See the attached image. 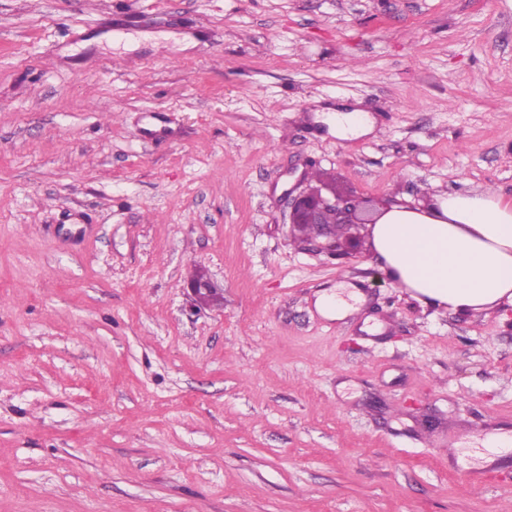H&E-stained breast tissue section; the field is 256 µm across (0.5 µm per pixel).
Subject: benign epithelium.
Instances as JSON below:
<instances>
[{"label": "benign epithelium", "instance_id": "7a95c632", "mask_svg": "<svg viewBox=\"0 0 512 512\" xmlns=\"http://www.w3.org/2000/svg\"><path fill=\"white\" fill-rule=\"evenodd\" d=\"M301 181L305 188L290 199L288 215L292 231H299L308 226L314 232L304 238L303 249L316 255L325 254L332 257L352 255L361 247L360 224H374L377 217L365 219V210L358 197L336 191L325 183L313 186L308 183L307 175ZM345 224L350 232L343 238L336 236L334 227ZM188 290L195 307H208L209 298L220 293V290L206 275L191 274L188 279Z\"/></svg>", "mask_w": 512, "mask_h": 512}]
</instances>
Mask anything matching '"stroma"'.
Listing matches in <instances>:
<instances>
[{"mask_svg": "<svg viewBox=\"0 0 512 512\" xmlns=\"http://www.w3.org/2000/svg\"><path fill=\"white\" fill-rule=\"evenodd\" d=\"M304 172L511 201L512 0H0V512H512V306L302 250ZM332 122L336 129V137L348 139L357 136L366 128L370 131L371 126H368V119L361 114L360 111L353 112H340L336 110V115L332 117ZM188 290L194 306L199 309L208 307V300L213 294H221L207 275L195 272L188 279ZM339 292L336 294L323 295L319 300V306L321 310L329 316H336V319L346 314L352 308L350 301L357 302L359 300V294L357 292H348L347 298L343 296V285L339 286ZM482 450L473 451V448H464L460 454V462L465 466L467 457H477L485 461H492L495 457L507 455L512 450V438L507 434L491 436L482 442Z\"/></svg>", "mask_w": 512, "mask_h": 512, "instance_id": "1", "label": "stroma"}]
</instances>
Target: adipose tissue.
<instances>
[{
  "label": "adipose tissue",
  "mask_w": 512,
  "mask_h": 512,
  "mask_svg": "<svg viewBox=\"0 0 512 512\" xmlns=\"http://www.w3.org/2000/svg\"><path fill=\"white\" fill-rule=\"evenodd\" d=\"M387 274L418 301L459 311L512 305V201L490 191L390 205L374 224Z\"/></svg>",
  "instance_id": "obj_1"
}]
</instances>
